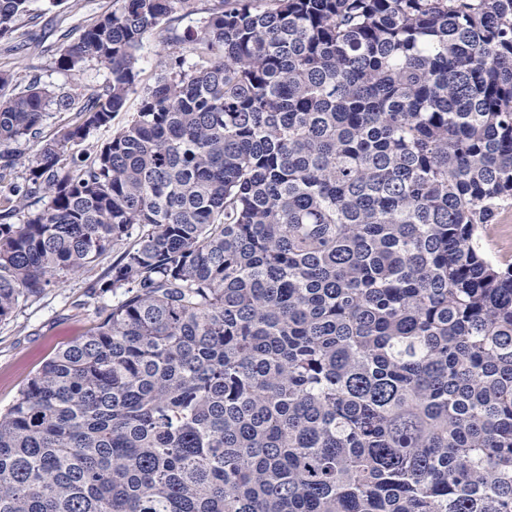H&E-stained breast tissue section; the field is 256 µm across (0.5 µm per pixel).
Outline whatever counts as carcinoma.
Returning a JSON list of instances; mask_svg holds the SVG:
<instances>
[{"mask_svg": "<svg viewBox=\"0 0 512 512\" xmlns=\"http://www.w3.org/2000/svg\"><path fill=\"white\" fill-rule=\"evenodd\" d=\"M38 0H0V39ZM112 0L0 69V321L133 242L120 293L0 412V512H512V0ZM166 52L137 112V52ZM47 204L20 223L28 199ZM38 16L17 22L19 31L25 33V49L17 54L1 53L0 68L15 71L22 79L20 87L36 77L41 87L49 90L71 88L83 96L93 94L107 79L108 70L96 62L87 63L76 75L58 68L59 50L75 41L85 20L112 10V0H64L51 6L38 2ZM67 35V36H64ZM27 48V49H26ZM73 115L74 114L72 112L59 111L56 105H50L47 107L44 115L41 139L23 140L19 144L9 146V148L13 149L15 153L21 154L23 160L28 159L29 156H32L37 152L45 140L53 138L54 135L68 124ZM22 161L20 160L17 162V165L12 172V178L15 182H21L23 177H25L26 171L24 165L21 164Z\"/></svg>", "mask_w": 512, "mask_h": 512, "instance_id": "1", "label": "carcinoma"}]
</instances>
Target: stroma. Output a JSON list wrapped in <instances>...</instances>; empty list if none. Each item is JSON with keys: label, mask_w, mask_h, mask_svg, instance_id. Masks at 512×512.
<instances>
[{"label": "stroma", "mask_w": 512, "mask_h": 512, "mask_svg": "<svg viewBox=\"0 0 512 512\" xmlns=\"http://www.w3.org/2000/svg\"><path fill=\"white\" fill-rule=\"evenodd\" d=\"M111 9L112 0H62L56 6L42 0L36 18L18 23L26 49L1 54L0 68L15 71L25 82L38 79L50 90L66 87L85 96L93 94L106 81L107 69L90 62L80 73L71 74L59 69L57 59L61 47L79 37L86 19ZM124 249V244L115 245L97 265L69 277L63 287L22 303L0 322V411L15 401L46 361L87 334L100 313L115 303V296L93 293L91 286Z\"/></svg>", "instance_id": "1"}]
</instances>
